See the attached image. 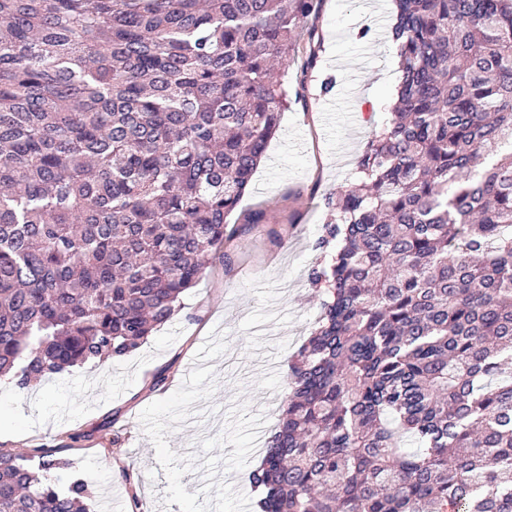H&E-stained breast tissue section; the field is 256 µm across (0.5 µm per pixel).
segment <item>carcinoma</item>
<instances>
[{
    "mask_svg": "<svg viewBox=\"0 0 512 512\" xmlns=\"http://www.w3.org/2000/svg\"><path fill=\"white\" fill-rule=\"evenodd\" d=\"M321 0H0V376L126 356L231 239ZM256 512H512V0H394ZM410 439L415 450L403 447ZM0 454V512H86Z\"/></svg>",
    "mask_w": 512,
    "mask_h": 512,
    "instance_id": "1",
    "label": "carcinoma"
}]
</instances>
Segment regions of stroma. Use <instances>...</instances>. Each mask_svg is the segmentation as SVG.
<instances>
[{
  "mask_svg": "<svg viewBox=\"0 0 512 512\" xmlns=\"http://www.w3.org/2000/svg\"><path fill=\"white\" fill-rule=\"evenodd\" d=\"M390 4L323 0L316 61L299 51L281 76L288 107L232 217L236 236L136 351L25 391L0 383V453L66 460L89 512H253L249 471L320 314L309 272L330 259L318 245L326 200L356 183L397 94ZM257 209L265 223H244Z\"/></svg>",
  "mask_w": 512,
  "mask_h": 512,
  "instance_id": "stroma-1",
  "label": "stroma"
}]
</instances>
